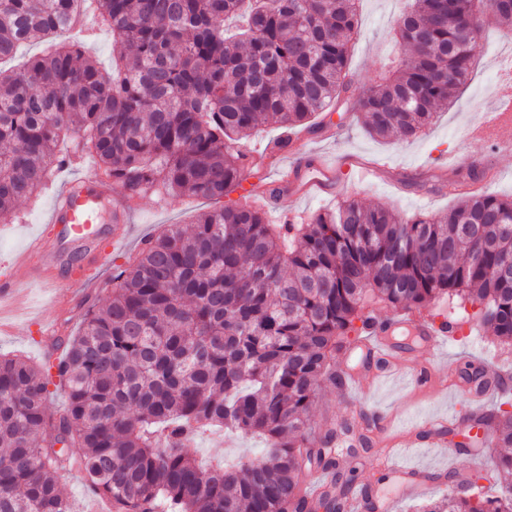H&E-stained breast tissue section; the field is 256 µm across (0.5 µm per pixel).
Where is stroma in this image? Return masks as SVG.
<instances>
[{"instance_id": "1", "label": "stroma", "mask_w": 512, "mask_h": 512, "mask_svg": "<svg viewBox=\"0 0 512 512\" xmlns=\"http://www.w3.org/2000/svg\"><path fill=\"white\" fill-rule=\"evenodd\" d=\"M408 0H359L358 28L350 43L348 68L355 85L362 90L380 83L403 51L393 38L391 29L406 9ZM475 66L470 80L452 106L439 109L429 127L416 138L382 139L371 135L355 112L328 113L325 122L334 126V135L318 131L308 134L305 142L282 151L276 162L261 169H243L240 184L230 193V200H239L253 186L276 187L282 168L300 164L301 175L319 162L340 165L351 155L370 162H383L389 167L388 179L372 182L362 179L355 171L342 168L340 179L352 188L363 204L384 205L403 217L436 214L454 204L448 189L434 180V173L447 171L449 158H456L459 168L476 167L490 172L483 189L487 194L507 198L512 196V153L501 152L491 143H473L467 138L466 127L479 119L496 94L500 77L512 65V34L495 24H487L474 53ZM93 157L72 163L58 170L48 186L31 200L18 204L7 219H0V281L14 279L24 288L23 312H10L0 319V354H21L40 363L54 350L50 339L77 329L80 305L85 298H105L111 285V268H104L93 287L77 288L78 265L72 264L71 250L62 248L58 225L47 223L50 206L59 186L73 178L98 175ZM343 191L332 195L298 201L290 191H281L277 208L268 210L266 219L281 224L318 212L336 208L343 200ZM213 201L203 198L164 200L147 196L135 200L128 211L131 227L122 245L114 247L113 256L135 253L141 243L161 226L189 224L201 212L211 210ZM40 234L55 251L52 264L30 256L26 267L15 265L16 257L24 253L27 238ZM55 278V290L41 288L40 277ZM410 359L414 367H423L446 378L447 388L431 390L415 397L406 373H398L377 384L372 390L355 387L338 390L325 388L312 412L315 427L327 429L344 422L350 408L359 411L398 410L399 421L408 426L426 418L457 417L471 398L466 390L470 382L483 380L484 370L512 373V352L501 349L498 341L472 324L463 325L455 339L437 350L416 348ZM260 439L242 436L205 434L191 447L201 461L214 457L256 456L262 451ZM409 461L419 463L435 473L436 479L421 496L396 504L393 512H419L422 505L441 499L453 488L446 475L467 470L479 473L478 464L464 458H451L437 449L424 446L409 453Z\"/></svg>"}]
</instances>
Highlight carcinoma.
Listing matches in <instances>:
<instances>
[{
  "label": "carcinoma",
  "instance_id": "cac0c4a2",
  "mask_svg": "<svg viewBox=\"0 0 512 512\" xmlns=\"http://www.w3.org/2000/svg\"><path fill=\"white\" fill-rule=\"evenodd\" d=\"M357 0H0V61L23 42L49 50L0 69V217L81 154L129 200L219 203L172 224L114 266L62 356L35 366L0 355V512H72L58 472L117 512H307L304 461L338 471L336 431L309 413L367 309L422 310L448 296L512 346V197L460 192L448 212L402 217L356 199L303 224L222 199L257 163L234 145L268 125L322 129L332 108L369 133L412 138L469 78L486 19L512 31V0H412L396 34L409 50L360 91L347 70ZM112 31L106 70L63 35ZM70 142L65 154L59 142ZM68 385L49 413L54 377ZM512 405L470 406L501 452L496 494L460 484L423 512H512ZM221 428L265 440L238 464L202 467L189 446Z\"/></svg>",
  "mask_w": 512,
  "mask_h": 512
}]
</instances>
